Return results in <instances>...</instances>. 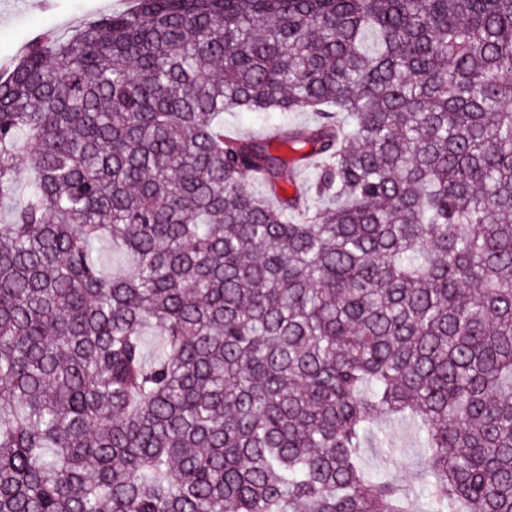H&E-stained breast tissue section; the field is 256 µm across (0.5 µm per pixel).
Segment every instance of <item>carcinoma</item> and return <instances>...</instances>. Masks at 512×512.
I'll return each instance as SVG.
<instances>
[{
  "mask_svg": "<svg viewBox=\"0 0 512 512\" xmlns=\"http://www.w3.org/2000/svg\"><path fill=\"white\" fill-rule=\"evenodd\" d=\"M301 110L289 159L217 122ZM3 211L0 512H512V0L47 31L0 76ZM388 420L417 490L367 471ZM381 426L395 432L400 437L404 448L399 457L389 461L383 457L380 448H374V443L369 442L366 448H362L369 471L379 477L392 476L405 486H417L422 469V454L420 449L415 447L409 429L393 421L383 423Z\"/></svg>",
  "mask_w": 512,
  "mask_h": 512,
  "instance_id": "1",
  "label": "carcinoma"
}]
</instances>
